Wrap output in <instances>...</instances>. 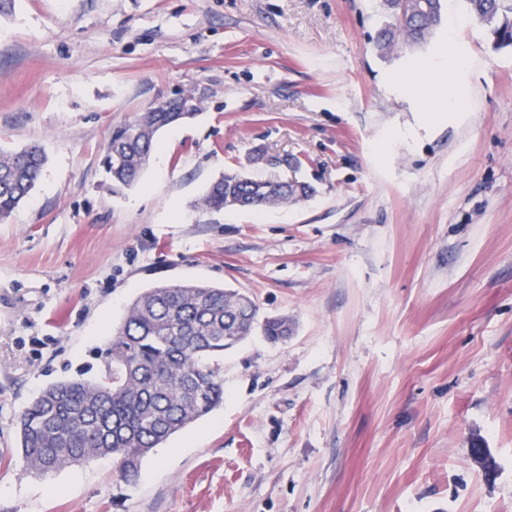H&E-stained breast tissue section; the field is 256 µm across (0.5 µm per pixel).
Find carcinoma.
<instances>
[{"mask_svg":"<svg viewBox=\"0 0 512 512\" xmlns=\"http://www.w3.org/2000/svg\"><path fill=\"white\" fill-rule=\"evenodd\" d=\"M469 11L490 32L495 49L512 47V0H468ZM388 22L382 53L427 43L442 21L441 0H381ZM188 112L159 108L118 126L102 165L112 191L136 185L157 148V133L196 117L200 100L179 96ZM47 155L38 144L0 151V221L36 189ZM315 193L305 181H269L239 171L222 174L200 199L204 212L253 209L304 201ZM272 341L292 332L286 316L259 320L246 294L209 282L158 283L129 305L112 331L105 370L97 379L72 378L44 390L18 416L22 458L45 475L88 458L111 456L121 478L136 481L144 458L224 400V351L256 327Z\"/></svg>","mask_w":512,"mask_h":512,"instance_id":"cac0c4a2","label":"carcinoma"}]
</instances>
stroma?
<instances>
[{
  "label": "stroma",
  "mask_w": 512,
  "mask_h": 512,
  "mask_svg": "<svg viewBox=\"0 0 512 512\" xmlns=\"http://www.w3.org/2000/svg\"><path fill=\"white\" fill-rule=\"evenodd\" d=\"M442 6L383 57L379 0H0V149L48 155L0 221V512H512V48ZM452 46L453 109L422 68ZM190 91L198 117L112 194L113 128ZM230 169L316 193L199 213ZM186 280L293 335L226 350L223 405L135 483L108 456L30 471L24 408L97 377L128 305Z\"/></svg>",
  "instance_id": "1"
}]
</instances>
